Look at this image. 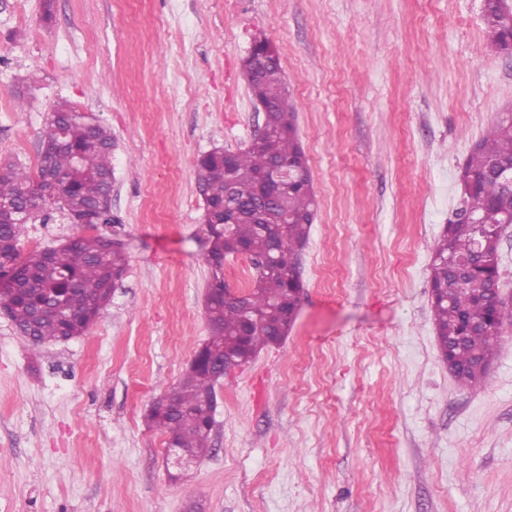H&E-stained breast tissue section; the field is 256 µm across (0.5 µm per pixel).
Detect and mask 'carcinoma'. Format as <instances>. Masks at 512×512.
<instances>
[{"label": "carcinoma", "mask_w": 512, "mask_h": 512, "mask_svg": "<svg viewBox=\"0 0 512 512\" xmlns=\"http://www.w3.org/2000/svg\"><path fill=\"white\" fill-rule=\"evenodd\" d=\"M483 20L489 47L512 55V10H502L499 0H485ZM249 89L254 99H272L275 105L264 116L266 133L260 145L235 155L234 203L246 208L255 202L253 174L272 160L290 169L301 168L306 175L290 184L281 199L280 208L288 212L292 223L283 225L286 240L278 244V250H273L264 225L249 219L230 225L226 234L211 233L207 262L215 288L224 287V259L239 254L241 246L250 249L252 281L243 302L210 299L205 304L211 331L206 349L218 359L227 349L241 366L288 334L292 322L286 316L300 308L302 298L300 253L319 205L296 133L281 60L249 82ZM57 141L62 148L48 161L38 159L34 169L17 160L0 165V202L12 206L0 222V267L14 271L16 291L7 296L11 321L20 334L32 336L35 345L85 335L112 300L113 280L122 277L127 263L124 251L101 235L79 236L65 246L33 251L19 261L20 237L26 225L36 222L39 212L44 224L54 212L69 224L83 215L93 216L92 227L112 223V211L98 208L112 191L111 129L87 120L62 101L40 136L42 143ZM47 162L58 178L59 193L38 206L31 194ZM511 163L512 114L501 115L491 121L464 164L459 206L432 252L430 307L435 336L448 369L464 387L488 384V370L479 363L491 362L502 329L512 325V302L487 293L500 279L496 225L512 218V192L500 186L496 170ZM196 173L203 199L217 210L224 208V151L201 155ZM450 255L469 258L464 276L452 273ZM217 382L215 369L208 364L190 367L174 389L180 408L176 419L162 411L159 399L147 415L154 427L173 434L181 447L192 449L196 460L211 452L213 408L208 397L215 394Z\"/></svg>", "instance_id": "1"}]
</instances>
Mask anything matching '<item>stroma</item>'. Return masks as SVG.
I'll return each mask as SVG.
<instances>
[{"label": "stroma", "mask_w": 512, "mask_h": 512, "mask_svg": "<svg viewBox=\"0 0 512 512\" xmlns=\"http://www.w3.org/2000/svg\"><path fill=\"white\" fill-rule=\"evenodd\" d=\"M0 0V161L37 163L55 103L109 127L127 267L84 336L39 348L0 315V512H512V327L486 387L435 340L432 249L458 175L512 110L482 0ZM174 20L188 37L163 36ZM279 54L319 209L280 345L221 378L185 468L145 415L207 341L196 161L263 124L242 71ZM29 104L16 105L17 95ZM83 228L28 225L22 255Z\"/></svg>", "instance_id": "obj_1"}]
</instances>
